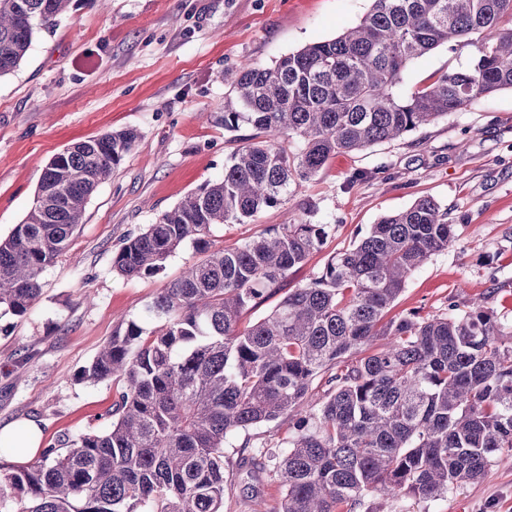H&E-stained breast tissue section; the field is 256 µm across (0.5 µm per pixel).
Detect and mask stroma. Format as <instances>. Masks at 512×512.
<instances>
[{
  "label": "stroma",
  "mask_w": 512,
  "mask_h": 512,
  "mask_svg": "<svg viewBox=\"0 0 512 512\" xmlns=\"http://www.w3.org/2000/svg\"><path fill=\"white\" fill-rule=\"evenodd\" d=\"M370 0H72L68 17L37 32L25 61L0 79V239L31 208L58 152L109 130L133 129L135 149L90 198L63 256L41 274L25 315L0 309V429L35 423L44 443L73 439L109 422L118 382L82 379L113 332L152 323L145 309L197 260L184 245L155 276L124 279L112 269L122 243L188 194L224 174L250 127L219 120L225 68L268 67L305 45L354 26ZM473 45L441 46L412 61L408 94L464 63ZM433 198L455 226L448 250L409 279L391 315L428 314L448 300L466 307L486 295L512 321V91L449 113L400 140L339 153L292 197L245 222L217 226L234 248L270 224L296 222L299 208L328 227L322 250L294 268L249 313L268 314L334 253L382 216ZM359 512H512V457L448 496L385 501L368 495Z\"/></svg>",
  "instance_id": "1"
}]
</instances>
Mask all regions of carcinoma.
I'll use <instances>...</instances> for the list:
<instances>
[{
	"label": "carcinoma",
	"instance_id": "carcinoma-1",
	"mask_svg": "<svg viewBox=\"0 0 512 512\" xmlns=\"http://www.w3.org/2000/svg\"><path fill=\"white\" fill-rule=\"evenodd\" d=\"M71 0H0V78L25 60ZM475 55L410 95L408 64L440 46ZM224 129L257 133L222 178L186 196L125 240L112 268L154 276L186 242V265L146 308L112 333L82 378L122 382L110 425L57 439L12 467L4 487L17 512H224L227 437L288 418V449L250 458V512H356L368 494L445 497L512 455V323L486 296L468 309L387 317L409 277L448 249L455 225L429 198L379 219L350 248L265 317L242 325L256 300L319 251L327 225L303 208L244 244L217 248L214 227L279 206L336 154L400 139L512 90V0H371L339 36L270 67L224 71ZM138 140L108 131L56 154L34 205L0 240V307L22 316L40 275L64 254L88 198ZM321 391L316 409L307 395ZM282 497L268 500L264 483Z\"/></svg>",
	"mask_w": 512,
	"mask_h": 512
}]
</instances>
